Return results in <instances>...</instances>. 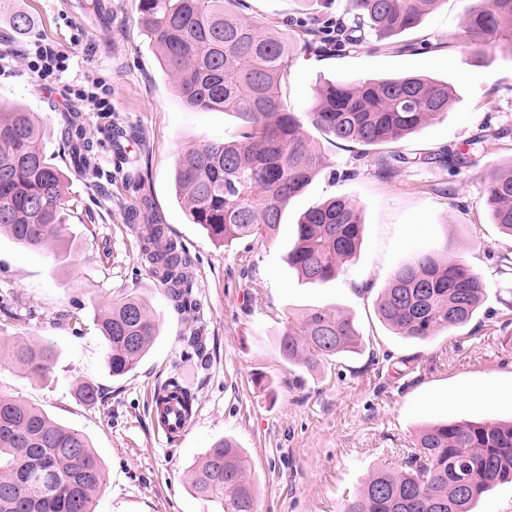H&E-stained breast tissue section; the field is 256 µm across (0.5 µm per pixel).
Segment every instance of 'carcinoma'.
I'll return each instance as SVG.
<instances>
[{
	"label": "carcinoma",
	"instance_id": "obj_1",
	"mask_svg": "<svg viewBox=\"0 0 512 512\" xmlns=\"http://www.w3.org/2000/svg\"><path fill=\"white\" fill-rule=\"evenodd\" d=\"M308 18L290 26L319 37L320 49L350 51L374 35L385 38L420 25L441 0H346L351 23L336 30L321 15L334 0H309ZM239 0H139L147 38L178 96L189 106L235 112L239 138L182 151L175 180L193 224L219 242L273 239L289 202L300 196L325 163L305 124L337 142L395 144L448 111L451 84L410 75L371 79L342 77L315 86L308 107L287 111L278 95L290 56L314 42L292 44L280 29L237 12ZM11 31L28 35L35 20L16 9ZM460 45L474 56L512 54V0H474L466 11ZM63 144L71 168L89 165V145L78 116L66 120ZM482 200L498 229L512 237V163L484 181ZM360 205L332 197L305 211L295 224L288 265L306 283L336 279L359 246ZM71 205L67 175L50 162L35 114L0 103V234L30 251L71 252L65 217ZM142 252L152 273L170 285L174 309L184 314L191 299L189 261L156 213L143 225ZM485 276L461 259L421 252L394 270L376 306L396 335L420 342L467 325L485 302ZM95 326L114 377L133 371L149 351L159 324L149 304L130 294L111 300ZM361 343L358 327L342 310L316 307L288 323L279 335L283 358L308 370ZM57 357L49 344L0 336V364L47 379ZM182 413L194 398L178 380L167 384ZM87 406L102 400L92 382L77 387ZM418 452L403 470H374L341 512H473L481 496L512 482V422L455 420L417 432ZM249 461L235 441L215 443L190 469L193 493L218 503L222 512H257ZM106 483L103 464L88 437L59 424L38 407L0 392V512H95Z\"/></svg>",
	"mask_w": 512,
	"mask_h": 512
}]
</instances>
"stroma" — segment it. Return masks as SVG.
Wrapping results in <instances>:
<instances>
[{
	"instance_id": "obj_1",
	"label": "stroma",
	"mask_w": 512,
	"mask_h": 512,
	"mask_svg": "<svg viewBox=\"0 0 512 512\" xmlns=\"http://www.w3.org/2000/svg\"><path fill=\"white\" fill-rule=\"evenodd\" d=\"M100 20L85 0H0V33L20 8L36 20L33 37L67 52L68 68L52 88L36 85L26 65L27 38L0 44V100L36 113L48 157L63 164V113L82 115L95 168L70 175L74 207L67 221L71 257L31 252L0 237V336H25L55 346L53 375L25 377L0 365V391L20 397L86 434L107 481L96 512H217L191 491L187 471L216 441L235 440L250 464L257 512H341L379 467L404 465L423 425L454 418L512 419V271L498 258L512 238L492 224L481 202L490 171L512 162V56L488 52L475 61L456 41L468 0H442L416 29L339 54L300 53L281 79L288 110L301 111L316 83L341 76L381 79L419 72L451 80L445 116L397 146L364 147L314 139L327 172L287 207L277 236L229 245L191 223L177 196L175 162L185 148L234 140L241 121L221 109H199L175 96L140 24L138 0H109ZM250 20L287 29L303 0H243ZM99 81L112 104L102 112L74 88ZM494 132L491 154L478 157L474 138ZM469 166L430 162L444 149ZM404 164L386 172L391 152ZM334 196L361 204L363 233L356 259L336 280L298 281L286 261L294 225L307 209ZM150 201L169 235L192 261L195 313L177 314L151 273L129 211ZM447 250L489 283L488 297L465 327L420 343L397 336L379 319L376 301L392 272L420 251ZM145 298L158 334L137 368L109 375L94 318L113 298ZM80 304L81 328L63 315ZM350 314L361 334L356 352L305 370L283 358L278 336L308 309ZM199 337L202 360L183 359ZM196 398L187 432L168 440L158 430L154 399L169 378ZM98 385L96 406L76 396L80 382Z\"/></svg>"
}]
</instances>
